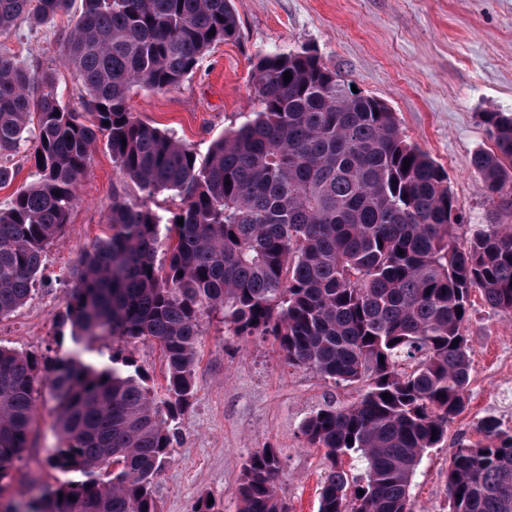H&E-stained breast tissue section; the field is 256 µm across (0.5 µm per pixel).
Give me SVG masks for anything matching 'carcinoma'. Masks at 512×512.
I'll return each instance as SVG.
<instances>
[{
	"label": "carcinoma",
	"mask_w": 512,
	"mask_h": 512,
	"mask_svg": "<svg viewBox=\"0 0 512 512\" xmlns=\"http://www.w3.org/2000/svg\"><path fill=\"white\" fill-rule=\"evenodd\" d=\"M74 4L0 0V35L23 16L43 22ZM240 37L232 0H80L64 58L82 91L78 109L62 106L53 70L0 52V185L23 149L35 168L0 210V319L40 283L98 141L141 192L180 197L164 222L112 196V235L82 251L56 315L69 351L39 360L0 347V481L30 447L39 385L56 405L48 465L64 479L27 512H158L152 483L170 459V420L193 395L202 318L217 310L234 335L272 339L293 366L338 385L368 381L357 403H327L302 423L328 461L319 512H414L416 469L466 405L471 292L512 315V226L484 224L458 247L464 218L446 170L404 138L385 103L353 92L315 54L258 57L260 110L201 161L133 112L134 91L178 88L206 52ZM481 117L493 149L472 165L483 194L502 200L512 196V116ZM162 223L164 268L155 259ZM105 337L158 345L166 397L126 359L89 358ZM476 430L484 440L448 465L449 510L512 512V433L491 416ZM351 454L365 461L359 478L342 467ZM280 464L274 448L248 456L238 512H290Z\"/></svg>",
	"instance_id": "obj_1"
}]
</instances>
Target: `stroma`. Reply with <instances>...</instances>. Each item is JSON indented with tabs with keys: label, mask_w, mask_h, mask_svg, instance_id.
<instances>
[{
	"label": "stroma",
	"mask_w": 512,
	"mask_h": 512,
	"mask_svg": "<svg viewBox=\"0 0 512 512\" xmlns=\"http://www.w3.org/2000/svg\"><path fill=\"white\" fill-rule=\"evenodd\" d=\"M233 8L242 40L208 52L176 90H136L131 104L140 118L205 158L217 137L258 111L251 78L256 57L307 48L363 94L383 101L403 136L447 171L465 218L456 230L458 245H466L477 225H512V199L488 200L471 164L476 150L493 145L481 113L512 114V0H233ZM71 27L66 15L38 25L23 21L0 35V50L53 69L63 105L75 108L81 89L63 64L62 47ZM116 194L164 218L180 203L171 191L144 198L119 172L105 142H98L64 235L47 251L42 285L24 307L0 319V346L39 358L70 347L55 315L65 308L81 251L109 236L106 218ZM470 301L464 330L472 364L468 401L416 471L415 512H449L448 463L460 443L476 440L480 418L495 416L512 430V409L497 398L500 363L512 359V315L490 309L479 292ZM121 354L162 391L166 365L156 344L132 341ZM364 390V383L339 385L289 365L272 339L233 335L223 312L205 314L194 396L170 423L176 439L154 482L158 512H194L203 497L217 512H237L243 463L265 448L280 454L278 492L291 512H318L326 461L323 449L307 445L301 424L328 401L348 406ZM53 407L48 394L39 395L32 446L13 479L0 483V497L21 510L35 495L30 476L54 481L47 465L58 445Z\"/></svg>",
	"instance_id": "obj_1"
}]
</instances>
